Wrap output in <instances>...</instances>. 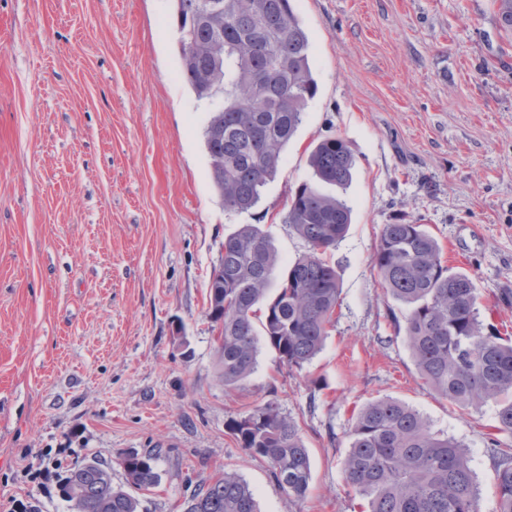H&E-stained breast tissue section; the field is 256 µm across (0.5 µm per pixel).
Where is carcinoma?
I'll list each match as a JSON object with an SVG mask.
<instances>
[{
  "label": "carcinoma",
  "mask_w": 512,
  "mask_h": 512,
  "mask_svg": "<svg viewBox=\"0 0 512 512\" xmlns=\"http://www.w3.org/2000/svg\"><path fill=\"white\" fill-rule=\"evenodd\" d=\"M181 74L199 99L221 98L204 137L211 179L224 208L255 206L278 171L284 149L302 123L318 84L309 64V36L291 0H174ZM497 21L512 33V0H495ZM315 182L295 190L284 223L308 246L272 287L277 256L267 235L243 224L227 238L211 275L208 316L220 325L219 381L240 386L254 370L259 340L290 370H302L322 350L340 299L336 268L326 258L348 232L351 210L323 186L346 190L356 158L339 136L310 151ZM371 263L386 295L408 308L404 332L419 375L458 407L477 409L503 398L498 429L512 433V339L485 329L478 287L451 273L442 248L421 224L384 225ZM263 337H258L255 323ZM250 457L269 464L277 486L297 500L311 480V462L298 423L268 400L226 424ZM154 451L130 450L125 484L112 468L81 460L67 467L60 496L72 512H139L138 493L160 483ZM494 462L498 510L512 512V448ZM347 487L366 512H477L478 488L461 445L431 431L417 410L379 398L355 415L344 459ZM184 512H258L250 485L224 471L198 485Z\"/></svg>",
  "instance_id": "cac0c4a2"
}]
</instances>
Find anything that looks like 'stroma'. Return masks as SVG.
Here are the masks:
<instances>
[{
    "instance_id": "1",
    "label": "stroma",
    "mask_w": 512,
    "mask_h": 512,
    "mask_svg": "<svg viewBox=\"0 0 512 512\" xmlns=\"http://www.w3.org/2000/svg\"><path fill=\"white\" fill-rule=\"evenodd\" d=\"M318 83L260 203L230 212L204 129L212 106L180 73L173 0H0V512H70L77 460L160 449L140 512H183L230 469L259 512H363L343 460L357 410L383 397L464 448L479 512H497V401L464 412L419 377L406 310L371 264L384 225H425L480 318L512 336V34L494 0H292ZM344 138L357 159L346 237L328 257L340 304L303 371L260 346L254 372L217 378L208 288L227 235L257 224L280 267L305 252L283 222L308 155ZM294 418L310 490L289 497L228 434L268 399Z\"/></svg>"
}]
</instances>
